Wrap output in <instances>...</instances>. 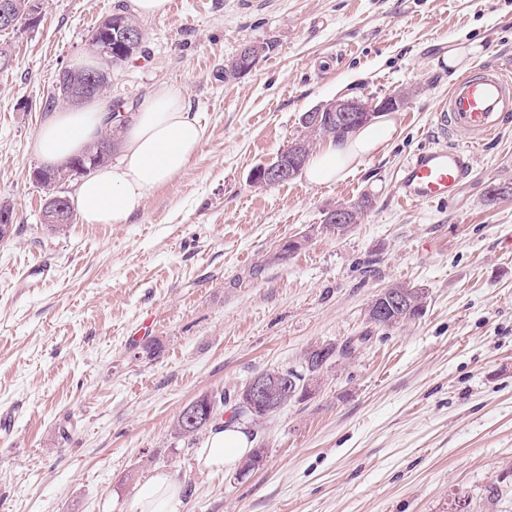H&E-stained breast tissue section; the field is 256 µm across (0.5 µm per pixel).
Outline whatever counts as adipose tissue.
<instances>
[{"label": "adipose tissue", "mask_w": 512, "mask_h": 512, "mask_svg": "<svg viewBox=\"0 0 512 512\" xmlns=\"http://www.w3.org/2000/svg\"><path fill=\"white\" fill-rule=\"evenodd\" d=\"M107 113L86 105L55 113L39 131L33 152L49 165L64 164L94 139ZM394 125L389 118L348 134L343 142L311 157L305 177L310 184L342 179L348 168L389 140ZM204 128L190 111L183 93L173 87L157 90L141 106L125 132L121 160L84 178L74 197L85 223L125 224L142 210L146 199L171 183L198 151ZM247 430L237 423H216L196 451L204 470L234 471L251 452ZM181 487L166 472L156 474L126 512H176Z\"/></svg>", "instance_id": "adipose-tissue-1"}]
</instances>
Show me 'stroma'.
Masks as SVG:
<instances>
[{
	"label": "stroma",
	"mask_w": 512,
	"mask_h": 512,
	"mask_svg": "<svg viewBox=\"0 0 512 512\" xmlns=\"http://www.w3.org/2000/svg\"><path fill=\"white\" fill-rule=\"evenodd\" d=\"M41 19L0 32V201L18 231L0 241V512H121L158 471L178 512H512V122L476 152L454 199L412 207L399 167L432 146V119L457 77L446 59L512 67V0H177L140 17L145 50L113 68L108 97L143 104L179 88L205 128L200 150L126 224L41 222L48 190L31 143L62 68L93 54L88 33L135 0H39ZM266 55L234 81L224 61ZM406 98L395 131L343 180L254 187L253 170L306 134L301 117L339 97ZM370 196L343 235L327 210ZM299 241L288 261L279 245ZM37 289L15 279L41 259ZM394 284L423 315L369 322ZM151 333L139 334L145 314ZM353 344L311 395L253 427L248 474L209 473L174 432L200 395L235 394L256 374L299 367L315 345Z\"/></svg>",
	"instance_id": "1"
}]
</instances>
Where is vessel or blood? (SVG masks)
Returning <instances> with one entry per match:
<instances>
[{
    "mask_svg": "<svg viewBox=\"0 0 512 512\" xmlns=\"http://www.w3.org/2000/svg\"><path fill=\"white\" fill-rule=\"evenodd\" d=\"M512 118V77L502 66L480 64L459 75L435 114V146L409 158L396 175V193L413 205L445 203L473 172L477 146ZM463 136L456 145L454 136Z\"/></svg>",
    "mask_w": 512,
    "mask_h": 512,
    "instance_id": "b4317fda",
    "label": "vessel or blood"
}]
</instances>
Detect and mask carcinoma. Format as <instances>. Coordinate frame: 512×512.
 Returning <instances> with one entry per match:
<instances>
[{
  "label": "carcinoma",
  "instance_id": "carcinoma-1",
  "mask_svg": "<svg viewBox=\"0 0 512 512\" xmlns=\"http://www.w3.org/2000/svg\"><path fill=\"white\" fill-rule=\"evenodd\" d=\"M15 12L21 19L27 22V26H34L39 20L38 5L34 0H13ZM139 21L126 6L117 5L111 17L100 22L90 31L89 45L93 51H98L102 45L112 46V56H103L104 67L100 69H65L58 78L56 84L57 96L55 100L66 104L81 103L83 99L70 94L71 87L91 86L96 83L100 86H110V68L117 67L133 56L142 51L143 41L135 43H118L116 37L121 29L126 27H137ZM248 53L234 57L224 62V80H236L244 72L250 70L259 58L266 52L268 45L264 43L247 44ZM123 127L109 128L102 133L99 138L90 144L82 154L74 157L66 165L58 168L42 167L34 170L33 179L36 183L44 186H61L73 180L72 171L79 168H86L91 171L106 164L111 158L112 153L121 145ZM425 309L424 296H415V303L404 309L395 308L387 310L385 316L377 318L369 317V321L375 325L383 327H395L406 322L415 320L423 315ZM266 374H278L283 377L284 388H292L296 393L286 399V402L299 400L304 397L302 389L306 386H313L318 383L319 370L317 366L309 364V360H304V366L301 368L273 369L266 371ZM225 393H212L201 395L195 399L196 408L200 416H205L206 412H211V420H216L221 415V407L224 406ZM175 433L183 438L193 439L203 428L189 423L183 414H178L174 422Z\"/></svg>",
  "mask_w": 512,
  "mask_h": 512
}]
</instances>
